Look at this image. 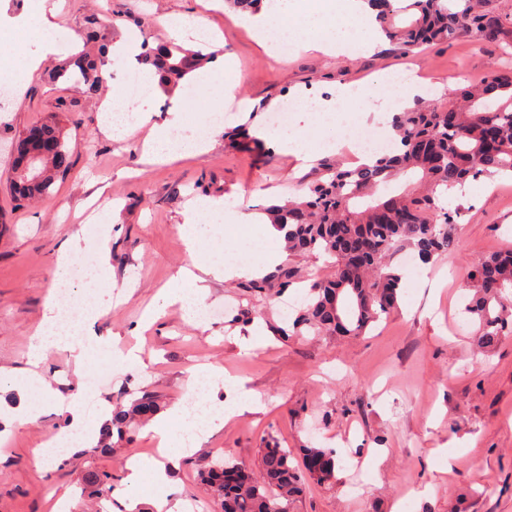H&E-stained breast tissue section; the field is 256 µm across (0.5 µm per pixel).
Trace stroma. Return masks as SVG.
<instances>
[{"mask_svg":"<svg viewBox=\"0 0 512 512\" xmlns=\"http://www.w3.org/2000/svg\"><path fill=\"white\" fill-rule=\"evenodd\" d=\"M55 38L76 35L79 52L100 56L141 18L151 43L168 41L163 16L191 13L224 41L240 73L237 98L252 112H233L229 126L251 122L267 129L269 116L296 101L292 128L320 131L335 122L359 126L363 109L376 104L379 74L412 70L424 89L447 93L463 79L483 77L500 65L497 44L463 36L410 53L380 39L371 52L328 56L289 51L267 56L237 12L206 9L207 0H57ZM107 80L87 94L54 80L62 56L48 57L26 79L21 98L0 108V512H56L53 498H66L81 512L82 477L89 469L111 472L114 490L105 512H127L128 464L155 461L154 438L139 429L122 456L88 453L78 443L56 460L36 458L43 438L68 429L67 407L75 393L99 404L91 415L100 427L120 395L157 396L162 409L185 401L193 371L218 365L259 396V411L235 415L204 442L208 454L221 449L254 465L267 436L283 447L310 444L337 449L345 465L334 488L309 485L294 512H512V336L484 350L477 346L463 308L472 262L512 248V177L469 180L460 201L457 245L436 263L402 270L400 311L361 337L310 336L253 340L249 326L227 327L223 319L197 327L171 307L154 324L144 311L191 257L178 226L185 205L199 198L226 197L253 213L268 201L300 194L312 168L281 151L267 157L240 152L216 137L211 150L148 161L144 131L115 141L103 133L100 105L113 83L138 61L100 56ZM346 102L345 112H320L317 102ZM68 113H59L60 104ZM61 115L72 151L69 174L49 195L18 201L11 189V147L30 126ZM88 240L78 255L84 274L70 282L77 307L72 341L89 361L76 371L71 352L53 349L39 366L28 359L44 300L56 286L55 259L73 237ZM108 237L114 286L98 276L95 242ZM102 316L81 330L87 309ZM139 349L145 367L120 368L101 383L116 349ZM52 380L55 396L30 425L7 419L37 393V377ZM168 477L173 498L190 512H213L200 486L194 457L178 461Z\"/></svg>","mask_w":512,"mask_h":512,"instance_id":"obj_1","label":"stroma"}]
</instances>
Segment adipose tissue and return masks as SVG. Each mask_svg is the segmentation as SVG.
I'll use <instances>...</instances> for the list:
<instances>
[{
    "label": "adipose tissue",
    "instance_id": "1",
    "mask_svg": "<svg viewBox=\"0 0 512 512\" xmlns=\"http://www.w3.org/2000/svg\"><path fill=\"white\" fill-rule=\"evenodd\" d=\"M239 21L272 57L277 56L279 43L283 40L307 51L338 55L354 47L363 51L373 50L379 37L374 13L367 0H265L259 12L243 14ZM145 81L150 96L138 106H130L118 92L102 102L101 110L107 116L105 133L109 137L123 139L142 126H150L146 146L158 160L182 153L208 152L220 133L219 128H212L198 136L182 135L183 116L178 106L172 109L167 123L152 125L151 99L168 94L177 100L181 97V91L177 88L164 91L158 76L151 73L146 74ZM272 139L283 153L300 160L339 150L346 142L345 132L339 126L313 134L302 131L276 133ZM218 212L231 220L238 217L233 202L226 199H198L189 207L179 232L195 260L192 265L179 269L173 286L163 291L153 306L144 312L145 322H155L174 305L179 306L187 321H199L207 307L209 280L221 281L241 274L259 277L273 270L283 260L284 254L278 248L261 251L253 264L244 267L216 262L203 255L202 248L212 232L209 219ZM59 317L56 297L48 295L45 313L30 346V358L40 359L53 347H67L66 337L55 330ZM259 404L257 397L243 395L204 422L191 418L188 409L178 404L166 416L153 421L150 429L158 437L162 448L172 450L174 456L179 457L200 448L205 435L223 427L229 417L242 410L255 409Z\"/></svg>",
    "mask_w": 512,
    "mask_h": 512
}]
</instances>
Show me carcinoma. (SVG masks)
<instances>
[{"label":"carcinoma","mask_w":512,"mask_h":512,"mask_svg":"<svg viewBox=\"0 0 512 512\" xmlns=\"http://www.w3.org/2000/svg\"><path fill=\"white\" fill-rule=\"evenodd\" d=\"M376 22L388 41L404 52L422 45L448 43L462 36L496 42L512 31V12H500L489 0H368ZM410 13L414 19L398 26L394 18ZM142 65L155 69L160 83L177 86L205 62L200 52L175 42H164L141 53ZM76 69L74 83L95 92L103 81L96 59L76 57L61 70ZM397 135L392 152L372 163L349 168L323 160L319 177L308 189L262 208L269 223L285 232V249L296 258L325 256L330 271L309 279L295 316L273 317L274 303L303 279L299 267L286 262L260 278L239 283L238 304L228 325L263 319L274 336H364L377 322L399 307L402 276L394 261L411 251L424 264L453 250L457 220L465 210L442 205L443 193L462 187L470 178L493 179L512 174V64L489 70L481 81L466 83L439 102L417 97L394 115ZM41 135L57 150L42 164L39 180L14 178L20 200L45 196L55 181L70 170V149L62 123L51 119L40 125ZM228 145L245 151H264L265 144L250 134L245 123L224 133ZM418 173L416 182L389 192L393 182ZM472 295L464 312L476 326L478 343L485 348L512 335V250L482 255L472 265ZM160 411L157 399L145 393L130 403L112 405L110 420L100 429L93 453H114L130 442L139 427ZM118 437V443L111 442ZM336 450L309 446L294 453L270 435L260 449L258 470L244 484L224 479L243 463L224 453L211 454L199 464V484L217 493L218 512H293V504L312 483L336 482ZM83 488L96 499L110 497L112 474L89 469Z\"/></svg>","instance_id":"carcinoma-1"}]
</instances>
